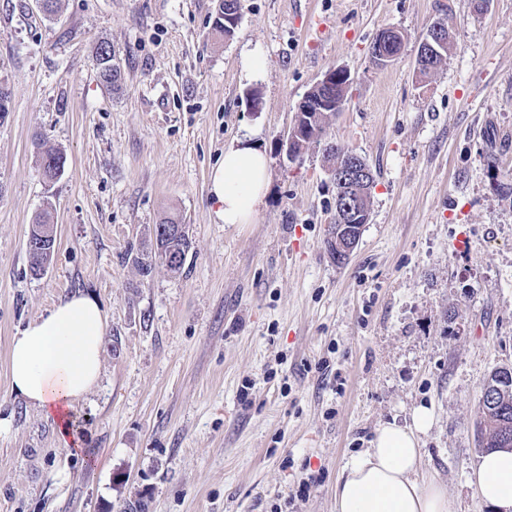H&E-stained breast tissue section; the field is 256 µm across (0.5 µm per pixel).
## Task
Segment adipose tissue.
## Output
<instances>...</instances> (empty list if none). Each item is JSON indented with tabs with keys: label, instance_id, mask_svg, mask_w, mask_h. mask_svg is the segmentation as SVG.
<instances>
[{
	"label": "adipose tissue",
	"instance_id": "adipose-tissue-1",
	"mask_svg": "<svg viewBox=\"0 0 512 512\" xmlns=\"http://www.w3.org/2000/svg\"><path fill=\"white\" fill-rule=\"evenodd\" d=\"M269 179L265 153L241 140L224 151L213 169L209 197L221 224L251 223ZM106 318L93 297L76 294L30 322L11 344L14 392L39 407L57 424L60 442L77 445L80 437L72 410L97 384L102 368ZM433 421L420 406L412 423L379 427L371 447L345 464L336 482V512H448V494L436 480L419 477L420 437ZM481 502L493 512H512V452L485 454L469 478Z\"/></svg>",
	"mask_w": 512,
	"mask_h": 512
}]
</instances>
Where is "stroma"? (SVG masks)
Wrapping results in <instances>:
<instances>
[{"label": "stroma", "mask_w": 512, "mask_h": 512, "mask_svg": "<svg viewBox=\"0 0 512 512\" xmlns=\"http://www.w3.org/2000/svg\"><path fill=\"white\" fill-rule=\"evenodd\" d=\"M241 4L225 41L217 0H60L52 15L0 0V512H334L349 458L420 405L433 411L422 473L447 486L448 512H489L467 478L483 383L512 364V0ZM437 21L450 54L423 80L417 50ZM388 29L404 45L378 67ZM104 42L116 92L94 66ZM338 67L351 84L326 139L376 181L343 266L325 245L321 147L278 149ZM245 136L268 155L269 189L252 223L218 224L211 171ZM49 147L66 158L51 185ZM40 215L57 243L36 277ZM167 216L191 240L184 268L142 275L131 254ZM80 292L107 322L76 452L13 392L9 366L13 337ZM396 35H399L397 31L386 30L378 36L370 51V60L372 63L377 66H383L393 62L397 58L400 52L396 53L386 50L392 45L394 36Z\"/></svg>", "instance_id": "1"}]
</instances>
